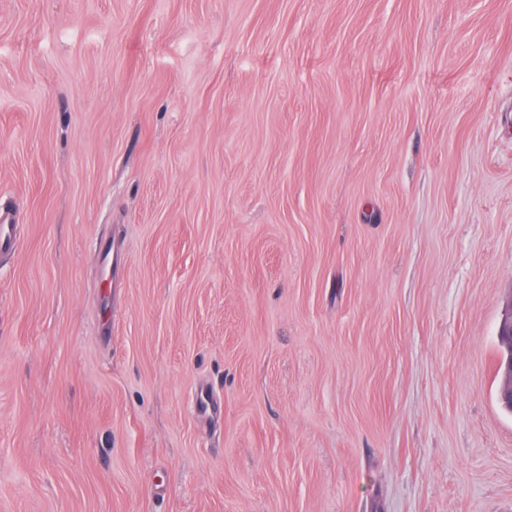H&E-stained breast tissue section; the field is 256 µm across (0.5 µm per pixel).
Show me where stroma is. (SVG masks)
Wrapping results in <instances>:
<instances>
[{
  "instance_id": "stroma-1",
  "label": "stroma",
  "mask_w": 512,
  "mask_h": 512,
  "mask_svg": "<svg viewBox=\"0 0 512 512\" xmlns=\"http://www.w3.org/2000/svg\"><path fill=\"white\" fill-rule=\"evenodd\" d=\"M8 212L0 512H512V0H0ZM498 336H501L503 339V346L505 347L506 352L500 359L498 369L500 372V376L503 380L502 390L499 386L497 389V397L500 400V392H501V401L504 405V408L512 412V408H508L507 406H512V297L509 302V311L506 317L502 319L499 324Z\"/></svg>"
}]
</instances>
